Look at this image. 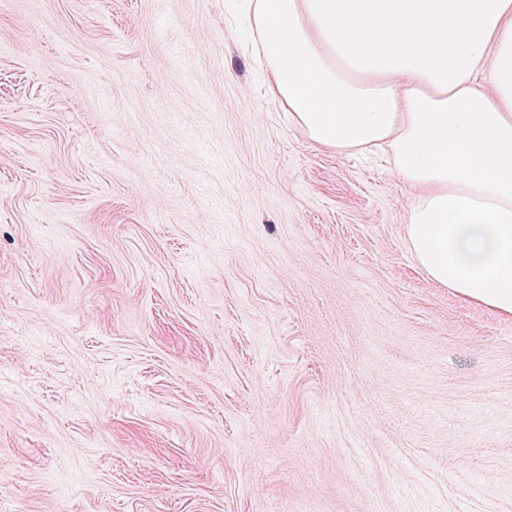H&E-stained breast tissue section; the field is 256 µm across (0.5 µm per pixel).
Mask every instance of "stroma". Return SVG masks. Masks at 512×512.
I'll return each instance as SVG.
<instances>
[{"label":"stroma","instance_id":"35a3bbf8","mask_svg":"<svg viewBox=\"0 0 512 512\" xmlns=\"http://www.w3.org/2000/svg\"><path fill=\"white\" fill-rule=\"evenodd\" d=\"M251 41L241 0H0V512H512V319Z\"/></svg>","mask_w":512,"mask_h":512}]
</instances>
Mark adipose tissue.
Returning a JSON list of instances; mask_svg holds the SVG:
<instances>
[{
  "label": "adipose tissue",
  "instance_id": "1",
  "mask_svg": "<svg viewBox=\"0 0 512 512\" xmlns=\"http://www.w3.org/2000/svg\"><path fill=\"white\" fill-rule=\"evenodd\" d=\"M248 20L293 127L389 149L429 282L511 319L512 0H249Z\"/></svg>",
  "mask_w": 512,
  "mask_h": 512
}]
</instances>
